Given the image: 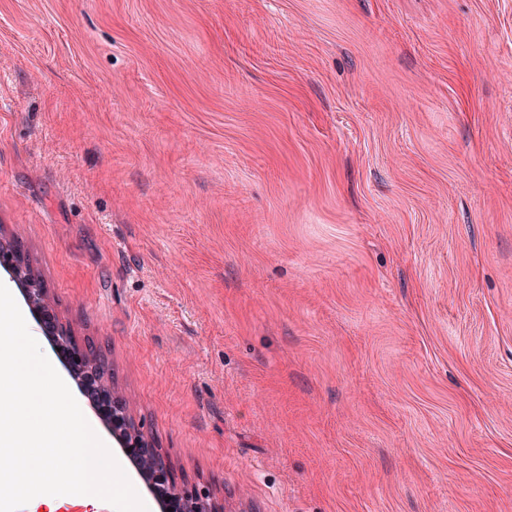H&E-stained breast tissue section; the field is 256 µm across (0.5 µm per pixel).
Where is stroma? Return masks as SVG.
Here are the masks:
<instances>
[{
	"mask_svg": "<svg viewBox=\"0 0 512 512\" xmlns=\"http://www.w3.org/2000/svg\"><path fill=\"white\" fill-rule=\"evenodd\" d=\"M0 234L224 512H512V0H0Z\"/></svg>",
	"mask_w": 512,
	"mask_h": 512,
	"instance_id": "stroma-1",
	"label": "stroma"
}]
</instances>
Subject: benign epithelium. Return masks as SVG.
Instances as JSON below:
<instances>
[{"label":"benign epithelium","mask_w":512,"mask_h":512,"mask_svg":"<svg viewBox=\"0 0 512 512\" xmlns=\"http://www.w3.org/2000/svg\"><path fill=\"white\" fill-rule=\"evenodd\" d=\"M0 267L20 288L23 296L39 321L45 335L70 356L69 374L79 385L91 376L97 377L95 391L86 394L96 405L101 399L110 401L103 412L106 424L112 428V438L132 457L145 486L160 500L161 512H224L222 504L205 491L189 490L177 483L171 462L151 439L132 426L127 404L121 394L109 388L99 378L102 367L90 347L80 346L58 321L48 290L41 287L21 261L18 241L0 237Z\"/></svg>","instance_id":"1"}]
</instances>
